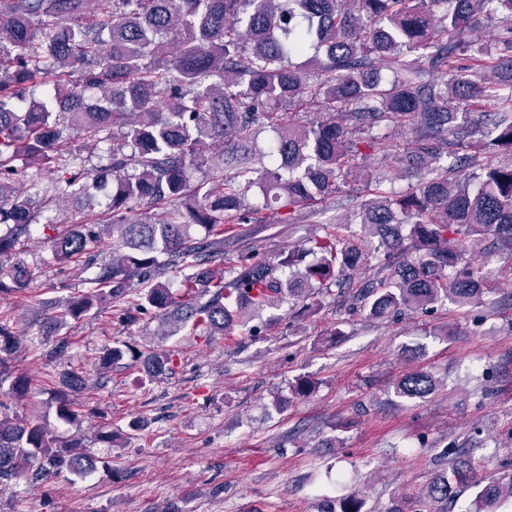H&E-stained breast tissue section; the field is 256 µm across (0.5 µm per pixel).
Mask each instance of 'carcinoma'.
Masks as SVG:
<instances>
[{"instance_id":"carcinoma-1","label":"carcinoma","mask_w":512,"mask_h":512,"mask_svg":"<svg viewBox=\"0 0 512 512\" xmlns=\"http://www.w3.org/2000/svg\"><path fill=\"white\" fill-rule=\"evenodd\" d=\"M487 24L492 44L479 34ZM402 128L412 137L396 170L416 181L385 193L387 177L373 179L363 163L369 150L388 152ZM77 136L104 145L90 169L72 148ZM443 156L450 162L435 164ZM202 170L211 178L195 180ZM358 180L375 185L373 198L328 223L367 252L327 230L263 260L224 253V234L247 215L292 224L302 207ZM63 201L105 217L40 224L41 208ZM41 229L43 267L92 273L77 292L51 285L62 295L38 304L27 336L0 311V384L11 380L0 399L3 488L114 473L112 458L57 441L39 415L9 404L31 393L20 341L37 348L54 337L61 358V329L103 303L125 323L154 315L160 336H222L268 308L342 290L365 261L407 250L410 259L379 265L387 276L355 296L368 319L481 302L490 272L478 244L491 237L512 255V0H0V303L41 275L21 258ZM106 237L109 260L100 258ZM173 271L176 287L165 280ZM126 360L149 383L175 367L168 349L119 342L96 366L107 373ZM59 377L51 402L58 419L75 422L70 394L86 380L71 368ZM440 387L414 370L394 389L422 402ZM138 430L109 423L95 440L111 448ZM464 486L474 490L471 512L512 502V473L485 478L459 460L428 484L423 512H444ZM336 489L339 507L327 512H362L357 493L339 480Z\"/></svg>"}]
</instances>
